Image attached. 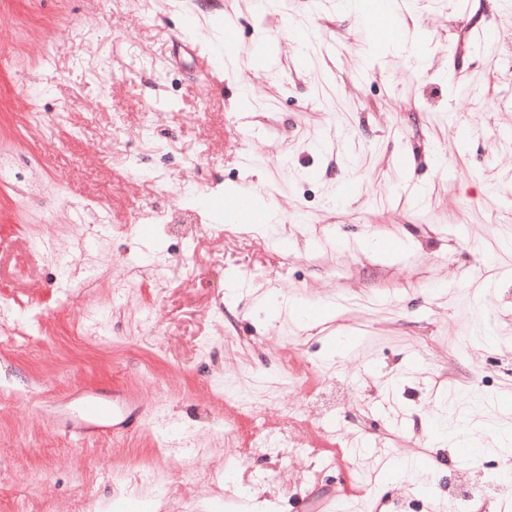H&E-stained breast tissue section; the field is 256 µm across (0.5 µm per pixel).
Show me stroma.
<instances>
[{"mask_svg":"<svg viewBox=\"0 0 512 512\" xmlns=\"http://www.w3.org/2000/svg\"><path fill=\"white\" fill-rule=\"evenodd\" d=\"M359 2L0 0V512H442L504 458L512 0ZM82 415L86 420L90 422V424H88L90 426L87 428L90 431L108 428L109 426L107 425L111 420L112 428H115L123 423V421L117 422L119 415L117 414L116 410L114 411V407L111 410L108 406L98 402L94 396H89L83 401Z\"/></svg>","mask_w":512,"mask_h":512,"instance_id":"obj_1","label":"stroma"}]
</instances>
